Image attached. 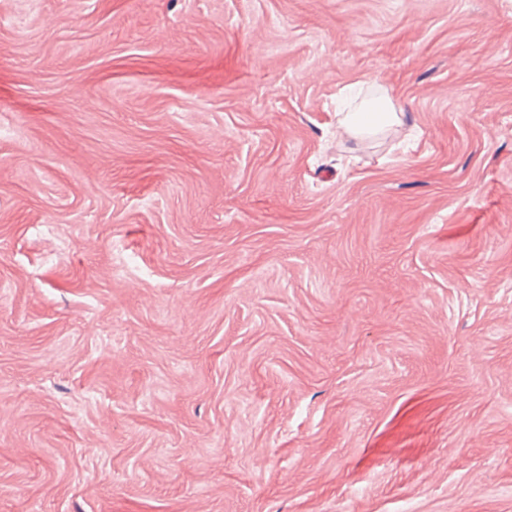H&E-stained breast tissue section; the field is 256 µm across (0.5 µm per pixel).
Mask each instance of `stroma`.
I'll return each mask as SVG.
<instances>
[{
    "mask_svg": "<svg viewBox=\"0 0 512 512\" xmlns=\"http://www.w3.org/2000/svg\"><path fill=\"white\" fill-rule=\"evenodd\" d=\"M0 512H512V0H0ZM391 98L387 95L365 101L354 111L345 114L342 124L353 136H363L399 123Z\"/></svg>",
    "mask_w": 512,
    "mask_h": 512,
    "instance_id": "stroma-1",
    "label": "stroma"
}]
</instances>
